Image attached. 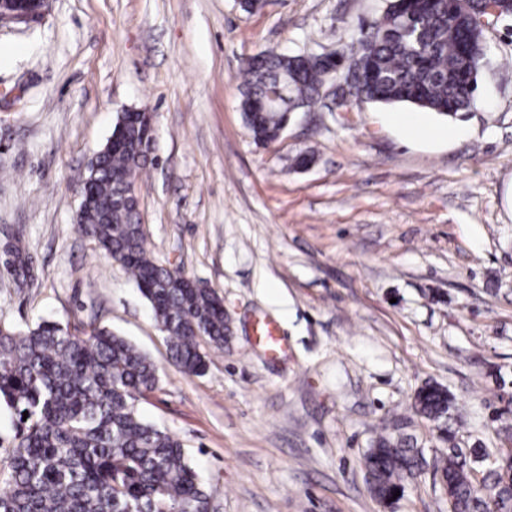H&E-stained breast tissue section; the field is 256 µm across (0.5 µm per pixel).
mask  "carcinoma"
<instances>
[{"instance_id": "obj_1", "label": "carcinoma", "mask_w": 512, "mask_h": 512, "mask_svg": "<svg viewBox=\"0 0 512 512\" xmlns=\"http://www.w3.org/2000/svg\"><path fill=\"white\" fill-rule=\"evenodd\" d=\"M492 4L501 7V19L512 16V0H389L378 21L359 29L349 53L324 60L259 52L241 66L244 125L255 143L277 142L294 112L319 102L324 80L331 74L347 79L353 64L362 68L349 84L356 100L412 104L451 118L469 112L486 56L476 19ZM271 91L279 92L278 100L269 99ZM153 143L147 113L118 118L112 147L97 151L88 165L93 204L80 212L78 225L133 278L165 334L172 363L199 375L206 361L197 338L224 348V304L147 250L137 199L125 193V180L139 176ZM0 268L20 284L33 276L30 257L16 244ZM158 381L147 356L107 327L90 325L77 335L48 320L0 325V407L15 428L12 452L0 460V512H208L210 496L181 442L137 412L136 400ZM452 407V396L438 385H425L414 397L416 413L435 424ZM440 439L448 451L429 463L411 438L379 437L363 458L373 497L392 501L430 464L449 512H512V448L466 454L447 430ZM489 458L478 485L475 465Z\"/></svg>"}]
</instances>
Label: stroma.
Returning <instances> with one entry per match:
<instances>
[{"label":"stroma","mask_w":512,"mask_h":512,"mask_svg":"<svg viewBox=\"0 0 512 512\" xmlns=\"http://www.w3.org/2000/svg\"><path fill=\"white\" fill-rule=\"evenodd\" d=\"M388 3L48 0L38 22L0 23V250L21 241L35 273H0V324L94 321L147 355L159 383L136 408L182 443L217 512H448L431 469L385 506L362 466L396 421L440 454L413 408L427 383L454 397L457 447L512 448L495 434L512 426V17L485 33L463 117L316 106L264 147L239 111L246 57L350 49ZM140 108L147 248L231 321L223 350L201 341L200 375L172 365L147 300L77 228L90 159ZM408 116L445 137L408 138ZM266 318L288 341L276 358L252 334Z\"/></svg>","instance_id":"obj_1"}]
</instances>
